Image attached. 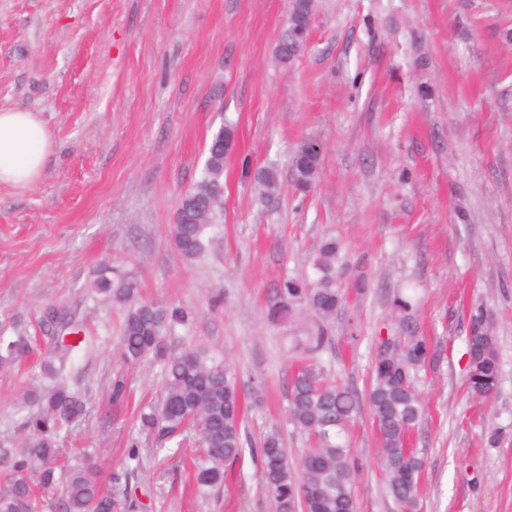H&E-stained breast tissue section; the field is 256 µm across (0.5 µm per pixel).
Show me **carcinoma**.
Returning <instances> with one entry per match:
<instances>
[{
  "label": "carcinoma",
  "instance_id": "1",
  "mask_svg": "<svg viewBox=\"0 0 512 512\" xmlns=\"http://www.w3.org/2000/svg\"><path fill=\"white\" fill-rule=\"evenodd\" d=\"M297 53L295 25L289 20L277 43L276 56L286 63ZM235 134L231 122L214 133L200 178L179 201L169 236L187 262L205 253L207 231L223 215L224 143ZM321 165L322 158L318 157L305 168L294 170L296 187L302 191L312 187ZM338 253L335 239L322 240L313 260L316 278L284 280L268 307V317L274 322L291 320L305 311L323 321L306 336L304 351L309 362L296 368L288 389V421L307 444L299 468L288 462L279 430L268 431L259 442L272 512H356L353 486L361 462L351 452L348 433L358 411V397L347 384L325 378L310 363L333 343L324 322L336 315L345 299L336 286ZM95 288L125 309L119 337L123 362L136 365L151 359L162 366L161 396L140 412L141 430L161 446L173 441L179 448L186 444L185 432H193L204 455L196 475L198 486H221L224 466L238 460L244 448V395L237 370L192 348L175 351L168 346L165 331L188 319L183 309L140 300L136 289L126 284L116 287L103 277ZM393 307L398 335L392 337V351L380 346L376 349L367 404L386 486L402 512H418L423 462L406 448V442L423 415L414 380L428 348L418 335L412 302L398 297ZM470 322L466 387L472 397L484 400L499 383L497 339L483 309L474 310ZM21 354L19 341L0 335V368L14 364ZM41 371L53 384L30 395L23 406L26 434L18 442H0V512H43L47 492L59 493L63 512H124L133 508L122 480L141 466L138 446L131 444L124 470L112 473L109 489L103 486L97 456L83 454L68 461L58 446V437L86 416V403L60 381L65 364L56 366L46 361Z\"/></svg>",
  "mask_w": 512,
  "mask_h": 512
}]
</instances>
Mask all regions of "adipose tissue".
Here are the masks:
<instances>
[{
    "mask_svg": "<svg viewBox=\"0 0 512 512\" xmlns=\"http://www.w3.org/2000/svg\"><path fill=\"white\" fill-rule=\"evenodd\" d=\"M51 152L50 136L35 113L0 110V184L36 183Z\"/></svg>",
    "mask_w": 512,
    "mask_h": 512,
    "instance_id": "1",
    "label": "adipose tissue"
}]
</instances>
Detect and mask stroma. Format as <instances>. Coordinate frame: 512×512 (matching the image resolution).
Masks as SVG:
<instances>
[{
    "mask_svg": "<svg viewBox=\"0 0 512 512\" xmlns=\"http://www.w3.org/2000/svg\"><path fill=\"white\" fill-rule=\"evenodd\" d=\"M291 0H0V109L35 112L54 152L32 186L0 184V323L29 352L0 368V440L24 435L23 393L44 385L53 332L83 327L68 385L88 415L60 442L98 449L102 474L130 443L142 465L135 512H270L257 454L287 420L288 382L312 314L270 323L290 276L313 275L319 243L339 240L350 291L327 323L319 366L358 393L392 300L416 301L429 352L415 385L425 406L408 446L424 461L420 512H512V0H313L307 44L275 57ZM237 128L224 167V222L203 258L184 261L169 227L223 122ZM325 142L319 177L295 192L290 158ZM276 165L278 183L258 178ZM134 282L141 299L184 309L172 349L234 365L263 400L244 421L222 487L194 488L195 448L157 450L137 411L157 402L155 362L123 365L121 308L96 279ZM485 308L501 376L489 400L465 385L470 313ZM129 398L113 404L115 373ZM496 444H488L491 431ZM363 472L356 512H399L383 483L368 408L353 427Z\"/></svg>",
    "mask_w": 512,
    "mask_h": 512,
    "instance_id": "obj_1",
    "label": "stroma"
}]
</instances>
